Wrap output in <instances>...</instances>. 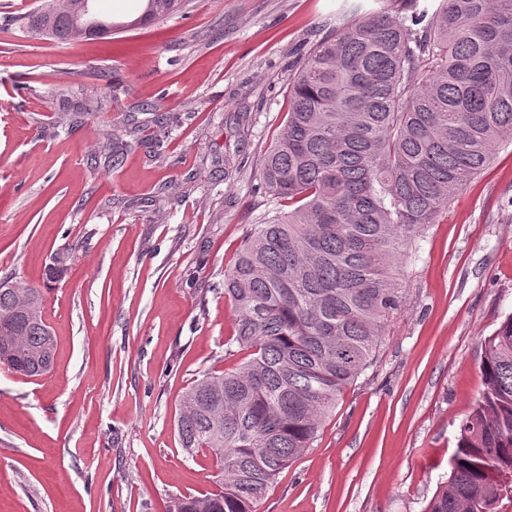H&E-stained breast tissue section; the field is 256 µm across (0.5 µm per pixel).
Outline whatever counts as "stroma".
<instances>
[{
  "label": "stroma",
  "mask_w": 512,
  "mask_h": 512,
  "mask_svg": "<svg viewBox=\"0 0 512 512\" xmlns=\"http://www.w3.org/2000/svg\"><path fill=\"white\" fill-rule=\"evenodd\" d=\"M343 2L190 0L80 45L0 34V276L42 289L57 339L44 376L0 368V512H169L212 489L213 458L184 451L174 420L195 379L239 362L224 355V272L274 209L259 161L284 125L288 76ZM66 107L83 123L54 134ZM232 112L245 124H225ZM131 122L123 164L94 163L92 132ZM238 144L237 173L215 177ZM171 182L184 191L167 195ZM59 255L67 274L47 282ZM400 263L404 303L373 365L257 512H424L447 481L484 388L483 339L512 312V146Z\"/></svg>",
  "instance_id": "stroma-1"
}]
</instances>
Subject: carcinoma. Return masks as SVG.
I'll return each instance as SVG.
<instances>
[{
  "label": "carcinoma",
  "instance_id": "1",
  "mask_svg": "<svg viewBox=\"0 0 512 512\" xmlns=\"http://www.w3.org/2000/svg\"><path fill=\"white\" fill-rule=\"evenodd\" d=\"M123 21L84 0H42L22 37L79 43L184 13L141 0ZM284 126L261 159L264 196L285 205L253 225L224 272L235 314L225 357L183 394L179 443L215 459L214 489L173 512H255L317 437L337 397L371 365L403 305L407 255L453 196L512 145V0H398L342 17L288 80ZM60 112L55 134L80 123ZM124 125L97 132L108 167L132 149ZM57 341L38 288L0 278V365L48 373ZM484 389L458 425L448 481L424 512H497L512 497V313L484 339Z\"/></svg>",
  "mask_w": 512,
  "mask_h": 512
}]
</instances>
